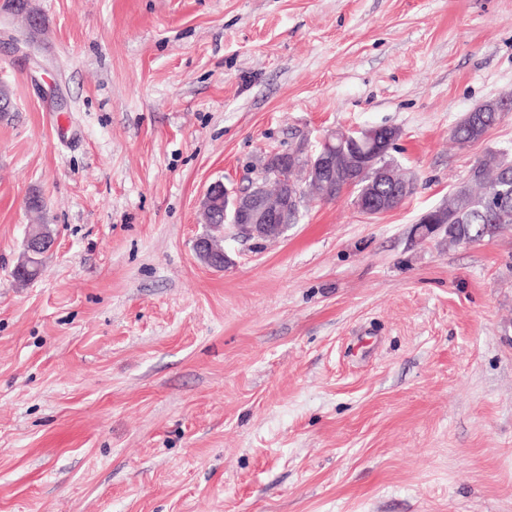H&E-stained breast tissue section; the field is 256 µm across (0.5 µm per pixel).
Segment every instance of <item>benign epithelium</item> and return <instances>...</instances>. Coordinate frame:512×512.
Returning <instances> with one entry per match:
<instances>
[{"instance_id":"7a95c632","label":"benign epithelium","mask_w":512,"mask_h":512,"mask_svg":"<svg viewBox=\"0 0 512 512\" xmlns=\"http://www.w3.org/2000/svg\"><path fill=\"white\" fill-rule=\"evenodd\" d=\"M401 137L395 127L364 128L350 133L324 136L319 147L308 153L304 167L305 180L314 193L327 197L336 188V181L347 180L361 191L359 208L369 215H379L396 207L409 197L414 178L402 177L396 168L377 164L380 156L390 152ZM281 173L282 190L270 192L262 184L245 191H235L217 182L210 185L201 201L206 223L219 211L228 224H247L258 239H275L299 214L302 198L294 173L298 169L295 155L271 154L262 159Z\"/></svg>"}]
</instances>
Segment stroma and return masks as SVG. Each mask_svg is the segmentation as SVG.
Here are the masks:
<instances>
[{"mask_svg":"<svg viewBox=\"0 0 512 512\" xmlns=\"http://www.w3.org/2000/svg\"><path fill=\"white\" fill-rule=\"evenodd\" d=\"M32 6L0 10V512H512V226L413 236L512 149V113L450 138L512 97V0ZM383 126L401 206L308 198L198 259L212 183ZM509 102L510 100H496L478 106L471 112H487L478 115L479 118L481 117L479 127L470 129L469 122H463L465 115L454 127L452 131L453 138L461 144L479 140L489 128L501 120L498 116H494L492 112H498L497 114L503 117L505 112H508Z\"/></svg>","mask_w":512,"mask_h":512,"instance_id":"1","label":"stroma"}]
</instances>
